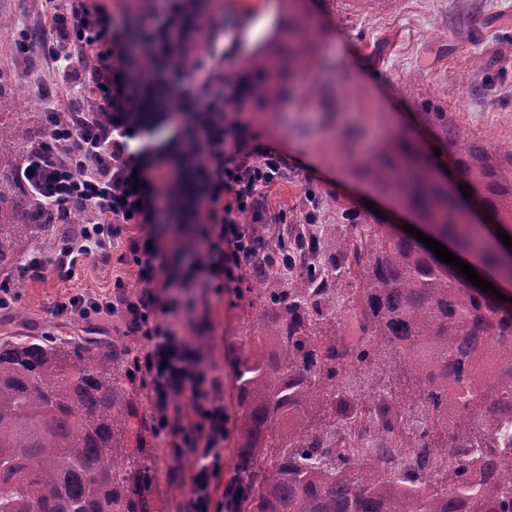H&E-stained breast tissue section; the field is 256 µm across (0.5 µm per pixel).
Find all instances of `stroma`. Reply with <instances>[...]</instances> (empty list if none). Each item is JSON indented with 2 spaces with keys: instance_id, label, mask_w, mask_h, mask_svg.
Masks as SVG:
<instances>
[{
  "instance_id": "1",
  "label": "stroma",
  "mask_w": 512,
  "mask_h": 512,
  "mask_svg": "<svg viewBox=\"0 0 512 512\" xmlns=\"http://www.w3.org/2000/svg\"><path fill=\"white\" fill-rule=\"evenodd\" d=\"M90 2L104 6L119 22L118 38L133 45L160 0ZM185 12L184 51L218 60L216 86L230 95L253 80L249 62L287 17L288 0H187ZM0 13L11 20L0 26V72L22 78L31 88H50L59 110H66L72 98L66 75L42 63L38 49L25 56L10 50L19 29L44 18L45 0H0ZM311 13L325 26L314 70L323 76L327 103L294 89L279 99V113L261 106L232 115L253 143L276 147L288 162L287 178L267 191L262 222L271 239L295 237L312 198L318 203L314 227L323 238L340 232L349 212L360 214L366 224L404 228L409 213L370 185L359 163L393 133L430 150L436 135L420 115L425 102L444 108L468 137L512 139V0H320ZM477 54L488 59V67L475 64ZM190 182L187 173L175 182L167 223L147 227L172 265L183 271L191 260L204 258L203 227L195 222ZM370 199L377 210L367 208ZM118 282L129 293L140 288L136 269L117 258L107 265L84 262L71 278L50 274L20 280L18 304L10 313H0V338L77 339L94 330L139 348L141 338L128 333L119 315L82 319L53 313L59 301L75 294L109 293ZM181 300L189 305L184 318L188 341L223 374L224 407L236 416L240 408L232 355L247 303L235 291L216 288L182 293ZM136 394L141 420L130 437L153 459V512H179L170 463L146 425L147 392L140 388Z\"/></svg>"
}]
</instances>
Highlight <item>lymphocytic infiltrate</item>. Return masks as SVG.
<instances>
[{"instance_id": "f902f5d3", "label": "lymphocytic infiltrate", "mask_w": 512, "mask_h": 512, "mask_svg": "<svg viewBox=\"0 0 512 512\" xmlns=\"http://www.w3.org/2000/svg\"><path fill=\"white\" fill-rule=\"evenodd\" d=\"M181 17L180 5L168 6L165 20L144 32L134 55L113 36L111 17L88 8L85 0H64L38 30L17 33L13 51L25 54L31 43H38L42 60L71 76L75 99L62 119L52 96L42 93L45 134L29 148L15 174L54 212L56 223H67L76 208L85 215L83 224L59 239L51 254L32 255L19 274L31 280L50 272L68 277L84 261L108 263L115 242L126 239L122 258L135 266L140 290L73 296L58 302L55 313L84 319L123 313L131 332L143 340L133 370L148 392L151 435L162 443L173 474L189 487L181 512H224L223 499L214 496L219 485L225 496L234 491L233 484L220 482L228 420L220 396L224 378L188 347L173 320L175 303L164 302L158 290L240 287L254 258L271 249L236 215L265 211L266 189L287 177L288 166L274 148L247 145L230 127L206 118V111L220 101L209 92L216 64L203 61L189 73L175 66ZM166 63L172 66L171 85L186 79L195 85L186 101L199 113L198 122L183 125L180 113L171 112L166 123L179 138L205 143L192 170L196 208L206 224V261L194 276L162 281L158 244L141 235L124 237L123 231L146 223L168 196L166 177L152 174L147 166L155 129L142 118ZM183 400L192 407L191 418L183 416Z\"/></svg>"}]
</instances>
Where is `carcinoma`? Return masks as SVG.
I'll use <instances>...</instances> for the list:
<instances>
[{"label": "carcinoma", "mask_w": 512, "mask_h": 512, "mask_svg": "<svg viewBox=\"0 0 512 512\" xmlns=\"http://www.w3.org/2000/svg\"><path fill=\"white\" fill-rule=\"evenodd\" d=\"M323 31L288 15L283 36L250 61L260 79L238 103H275L285 80L312 67ZM16 97L0 91V165L10 142L19 152L44 126L19 131L1 119ZM438 149L451 160L494 223L512 228V140L468 138L446 112H425ZM382 194L400 201L440 239L474 252L482 266L512 280V266L469 223L462 192L434 174V162L400 134L361 164ZM58 228L26 187L0 181V269L18 268L37 239ZM330 277L347 274L354 255L360 293L349 299L366 340L338 347L331 320L339 295L312 276L284 288L263 263L247 299L234 361L240 413L237 491L228 512H512V304L468 281L416 239L390 224L366 226L360 247L345 234L328 243ZM416 386L413 395L379 387L402 406H377L374 458L360 454L368 431L357 414L336 417V401L354 396L356 365L386 366L385 347ZM134 350L103 336L77 342L42 336L0 339V512H152L144 449L130 446L138 417L129 387ZM419 410L422 454L397 464L413 437L406 419Z\"/></svg>", "instance_id": "carcinoma-1"}]
</instances>
